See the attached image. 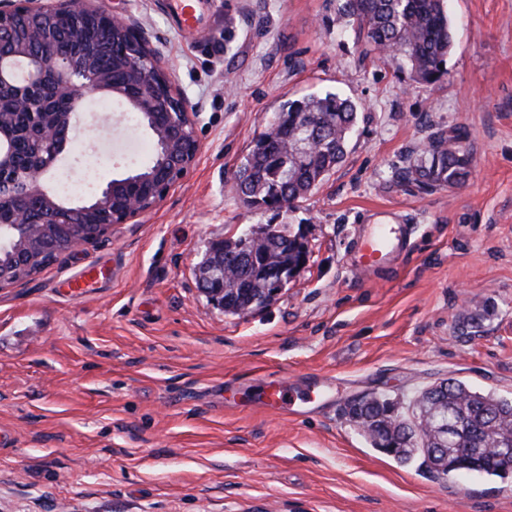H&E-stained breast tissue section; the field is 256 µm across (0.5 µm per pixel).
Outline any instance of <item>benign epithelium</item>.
I'll return each instance as SVG.
<instances>
[{
    "mask_svg": "<svg viewBox=\"0 0 512 512\" xmlns=\"http://www.w3.org/2000/svg\"><path fill=\"white\" fill-rule=\"evenodd\" d=\"M68 14L74 22L73 33L83 38L82 61L54 50L57 34L50 24L58 14ZM16 14L36 17L46 27L34 29L25 41L18 39L15 26L5 19ZM102 14L109 15L112 29L118 30L130 46L128 59L135 72L151 86L152 91L126 92L113 83L108 72L93 61L99 50L95 28ZM11 45L16 55L35 62L30 81L50 83L54 98L72 101L69 112H54L44 100L18 98V106L29 112L32 123L48 146L47 155L27 170V176L20 182L0 186V204L13 203V223L0 225V289L15 288L37 276L45 266L35 264L34 251L38 245L41 225L76 224L78 221L96 215L97 230L91 236L77 235L70 239L67 248L58 257L85 251L112 235V227L127 224L143 214L157 208L166 194L193 167L200 143L197 139L195 118L184 92L172 81L159 53L153 48L144 30L129 18L110 14L95 5V0H0V45ZM104 94L117 97L126 106L138 112L142 124L156 140L158 162L156 167L143 173L130 171L116 181L108 182L93 201L60 203L47 186L46 175L53 168L64 151L56 141L60 126L71 127L82 105L88 99ZM291 151L299 164H307L318 152L313 140L299 141ZM146 184L142 192L129 194L123 208H110L112 191L118 184ZM37 198L42 211H32L27 202ZM213 251L218 253L215 260L197 268L199 291L214 307L226 315L245 316L269 306L284 287L308 264V247L302 248L298 265L283 269L266 268L261 276L266 278V287L254 298L256 306L243 311L234 302L237 289L227 287L232 279L234 255H224L223 241L217 240Z\"/></svg>",
    "mask_w": 512,
    "mask_h": 512,
    "instance_id": "1",
    "label": "benign epithelium"
}]
</instances>
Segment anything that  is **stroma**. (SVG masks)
I'll list each match as a JSON object with an SVG mask.
<instances>
[{
  "label": "stroma",
  "instance_id": "stroma-1",
  "mask_svg": "<svg viewBox=\"0 0 512 512\" xmlns=\"http://www.w3.org/2000/svg\"><path fill=\"white\" fill-rule=\"evenodd\" d=\"M149 34L194 112L193 169L138 222L0 290V512H512V472L439 474L353 426L347 403L408 401L456 378L512 399V0H450L445 79L364 53L340 0H200L194 32L168 0H98ZM359 106L344 161L290 210H255L234 177L289 101ZM126 107L85 109L60 160ZM456 130L466 184L399 181L430 138ZM288 224L310 261L269 307L227 316L195 268L213 241ZM411 227L408 251L367 266L373 225ZM98 263L78 296L63 283ZM328 403L304 413L312 377ZM297 395L264 405L260 381Z\"/></svg>",
  "mask_w": 512,
  "mask_h": 512
}]
</instances>
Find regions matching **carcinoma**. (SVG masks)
Returning <instances> with one entry per match:
<instances>
[{
	"label": "carcinoma",
	"instance_id": "cac0c4a2",
	"mask_svg": "<svg viewBox=\"0 0 512 512\" xmlns=\"http://www.w3.org/2000/svg\"><path fill=\"white\" fill-rule=\"evenodd\" d=\"M341 10L355 26L365 50L407 68L416 83L434 85L447 75L446 61L454 43L448 0H343ZM55 25L67 35L58 49L74 50L76 43L69 38L71 22L59 18ZM98 26L106 37L101 64L108 66L121 53L122 42L111 31L108 19L101 18ZM282 111L288 114V128L281 131V142L311 137L319 146L317 158L306 168L298 167L284 147L276 158L267 149L253 147L245 157L236 192L290 209L343 161L358 107L349 98L328 93L289 102ZM13 150L15 163L10 170L0 171V182L21 176L35 147L17 140ZM468 165L463 138L451 130L438 132L429 141L424 158L405 168L402 178L423 189L456 188L465 182ZM300 255L294 242L272 241L266 253L255 252L234 270L235 287H252L259 278L256 265L265 264L267 257L279 264H296ZM414 406L420 419L430 418L435 427L462 422L461 431L448 436V465L488 475L512 471V400L449 378L417 392ZM348 414L373 428L370 441L379 449L412 435L415 429L412 419L402 413L388 415L383 397L363 408L353 404Z\"/></svg>",
	"mask_w": 512,
	"mask_h": 512
}]
</instances>
